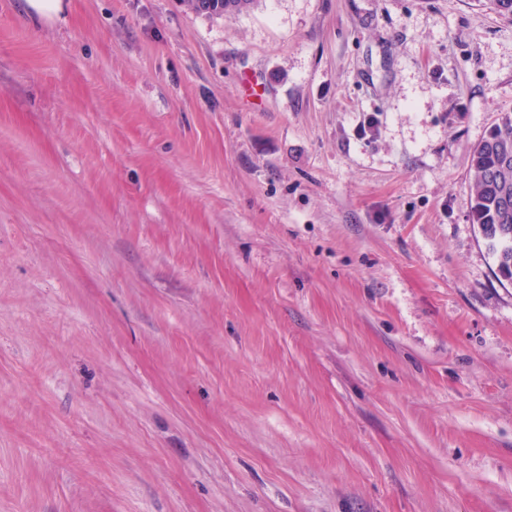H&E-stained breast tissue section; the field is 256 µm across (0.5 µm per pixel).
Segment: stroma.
I'll return each instance as SVG.
<instances>
[{"label": "stroma", "instance_id": "35a3bbf8", "mask_svg": "<svg viewBox=\"0 0 512 512\" xmlns=\"http://www.w3.org/2000/svg\"><path fill=\"white\" fill-rule=\"evenodd\" d=\"M0 0V512H512L477 0ZM25 15L34 21H52L63 18V0H21ZM188 9L195 13H201L208 16H224L228 14L240 13L247 9L254 0H215L214 10L210 13H202L203 11L198 7L199 0H183ZM217 3H220V7H217Z\"/></svg>", "mask_w": 512, "mask_h": 512}]
</instances>
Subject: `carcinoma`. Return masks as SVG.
<instances>
[{
  "instance_id": "obj_1",
  "label": "carcinoma",
  "mask_w": 512,
  "mask_h": 512,
  "mask_svg": "<svg viewBox=\"0 0 512 512\" xmlns=\"http://www.w3.org/2000/svg\"><path fill=\"white\" fill-rule=\"evenodd\" d=\"M212 16L240 13L254 0H215ZM474 178L470 223L495 257L497 276L512 282V114L505 115L468 153Z\"/></svg>"
}]
</instances>
